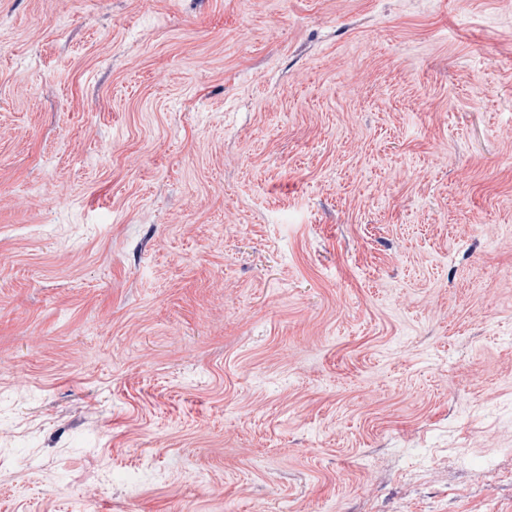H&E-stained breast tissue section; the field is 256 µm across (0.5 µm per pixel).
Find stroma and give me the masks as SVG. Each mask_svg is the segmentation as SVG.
<instances>
[{
  "label": "stroma",
  "instance_id": "35a3bbf8",
  "mask_svg": "<svg viewBox=\"0 0 512 512\" xmlns=\"http://www.w3.org/2000/svg\"><path fill=\"white\" fill-rule=\"evenodd\" d=\"M0 512H512V0H0Z\"/></svg>",
  "mask_w": 512,
  "mask_h": 512
}]
</instances>
